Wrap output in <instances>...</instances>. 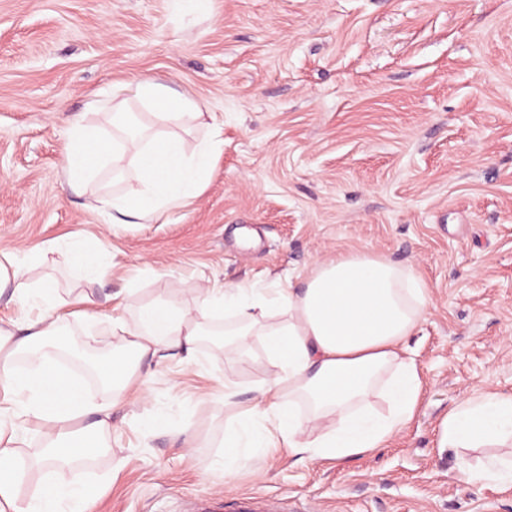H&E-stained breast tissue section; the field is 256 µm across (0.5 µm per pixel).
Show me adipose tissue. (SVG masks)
<instances>
[{"mask_svg":"<svg viewBox=\"0 0 512 512\" xmlns=\"http://www.w3.org/2000/svg\"><path fill=\"white\" fill-rule=\"evenodd\" d=\"M138 97L149 101L159 120L180 125L203 115L195 99L153 79L136 81ZM115 136L90 130L76 116L63 145V171L70 186L91 183L104 167L119 162L128 145H138L133 175L138 188L97 198L95 209L113 223L133 219L149 224L162 212L183 206L206 180L220 144H201L186 153L182 141L158 131L148 133L134 113L112 108ZM69 254L76 270L101 277L112 268V256L81 239L55 242ZM12 286L20 303L40 306L32 319H0V512H87L90 493L58 475L59 467L112 448L108 440L112 409L127 399L128 384L138 378L142 360L160 364L172 352L194 362L203 334L201 320L223 309L234 324L227 334L242 353L252 339L264 337L280 372L261 386L259 405L240 412L224 436L220 464L225 474L247 466L259 449L284 444L289 452L310 459L341 460L384 447L414 418L422 390L419 370L407 338L423 318L427 297L413 269L371 253L341 254L315 266L300 288L286 291L239 284L206 289L196 308L162 298L145 307L137 326L124 338L117 355L97 366L110 393L96 405L74 390L68 373L56 365L48 346L63 315L58 312L51 282L22 278L12 256L0 261V285ZM391 401L387 414L368 410L377 390ZM308 405L298 416V401ZM96 414V421L74 428L75 420ZM335 416L333 428L321 421ZM36 421L34 430L46 440L37 463L20 466L21 417ZM273 420L277 437L265 435L260 423ZM312 438L298 441L301 425ZM452 448H480L512 441V393L481 392L454 404L444 422ZM37 487L22 500V483Z\"/></svg>","mask_w":512,"mask_h":512,"instance_id":"obj_1","label":"adipose tissue"}]
</instances>
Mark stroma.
<instances>
[{"mask_svg": "<svg viewBox=\"0 0 512 512\" xmlns=\"http://www.w3.org/2000/svg\"><path fill=\"white\" fill-rule=\"evenodd\" d=\"M143 78L200 104L201 123L171 128L186 151L223 146L190 204L114 226L94 198L136 182L106 169L72 189L61 151L72 115L111 132L88 103ZM82 236L112 254L102 280L30 253ZM362 250L429 292L408 338L422 394L402 432L338 462L271 448L225 475L224 430L276 369L262 337L242 356L203 336L194 364L154 367L139 400L113 409L111 452L65 471L90 486V512H182L190 494L250 492L286 494L291 512H512V487L461 478L512 446L452 448L442 434L455 402L512 392V0H213L188 29L167 0H0V251L53 281L63 353L119 346L114 293L132 329L160 292L191 305L208 287L296 288ZM181 430L197 447H181Z\"/></svg>", "mask_w": 512, "mask_h": 512, "instance_id": "stroma-1", "label": "stroma"}]
</instances>
